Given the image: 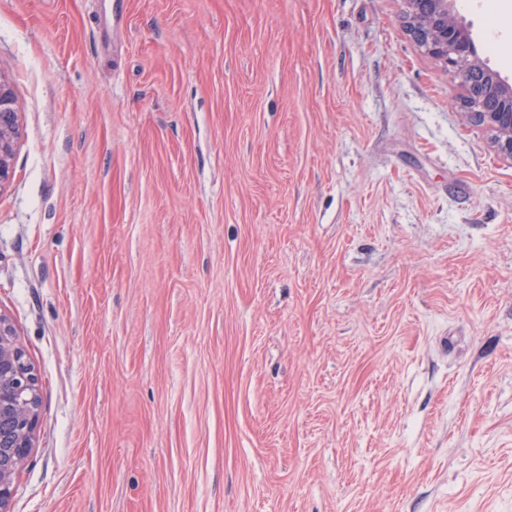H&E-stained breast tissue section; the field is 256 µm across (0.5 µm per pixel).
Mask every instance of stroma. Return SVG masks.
<instances>
[{
	"label": "stroma",
	"mask_w": 512,
	"mask_h": 512,
	"mask_svg": "<svg viewBox=\"0 0 512 512\" xmlns=\"http://www.w3.org/2000/svg\"><path fill=\"white\" fill-rule=\"evenodd\" d=\"M405 9L0 0L13 512H512V163ZM19 134L18 114L10 84L0 78V191L14 177L13 160ZM0 312V512H12L15 481L33 448L42 403L38 375Z\"/></svg>",
	"instance_id": "stroma-1"
}]
</instances>
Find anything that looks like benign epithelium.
I'll list each match as a JSON object with an SVG mask.
<instances>
[{"instance_id":"benign-epithelium-1","label":"benign epithelium","mask_w":512,"mask_h":512,"mask_svg":"<svg viewBox=\"0 0 512 512\" xmlns=\"http://www.w3.org/2000/svg\"><path fill=\"white\" fill-rule=\"evenodd\" d=\"M405 27L415 45L462 76L465 122L490 134L494 150L512 162V86L481 62L450 0H406ZM19 134L10 84L0 79V189L14 177ZM42 403L38 375L0 312V512H12L15 481L33 447Z\"/></svg>"}]
</instances>
